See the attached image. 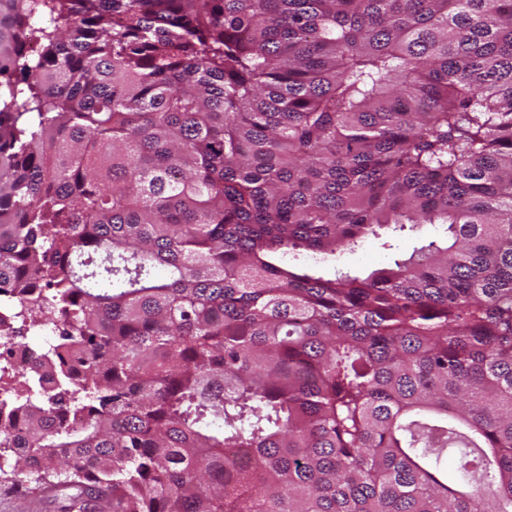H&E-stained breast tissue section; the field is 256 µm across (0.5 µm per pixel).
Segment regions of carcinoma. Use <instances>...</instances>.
I'll list each match as a JSON object with an SVG mask.
<instances>
[{
    "instance_id": "cac0c4a2",
    "label": "carcinoma",
    "mask_w": 512,
    "mask_h": 512,
    "mask_svg": "<svg viewBox=\"0 0 512 512\" xmlns=\"http://www.w3.org/2000/svg\"><path fill=\"white\" fill-rule=\"evenodd\" d=\"M3 292L51 512H512V0H0ZM443 226L439 224H423L414 232L406 231L395 244H398L402 253H410L414 246H419L428 239L440 236ZM381 240L370 238L353 252H345L336 259L343 268L368 271L390 263L389 251L381 248ZM36 333H38L36 334V336H41V338L44 340V342L41 345H31L32 347L30 345L27 347L12 346V349L10 350L8 355L2 354V358L0 356V363L2 362L1 359L5 357L7 363L12 367L16 375L22 374L24 372H32L35 368V362L33 359L34 355H32L31 353L32 349L45 345L46 343L50 342L54 337L53 329L48 327L37 329Z\"/></svg>"
}]
</instances>
